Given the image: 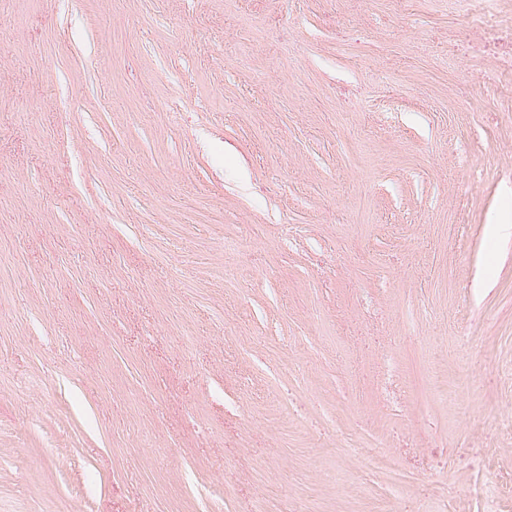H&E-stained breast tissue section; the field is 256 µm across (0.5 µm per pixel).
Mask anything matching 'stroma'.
Returning a JSON list of instances; mask_svg holds the SVG:
<instances>
[{"mask_svg":"<svg viewBox=\"0 0 512 512\" xmlns=\"http://www.w3.org/2000/svg\"><path fill=\"white\" fill-rule=\"evenodd\" d=\"M496 224L512 0H0V512H512Z\"/></svg>","mask_w":512,"mask_h":512,"instance_id":"35a3bbf8","label":"stroma"}]
</instances>
